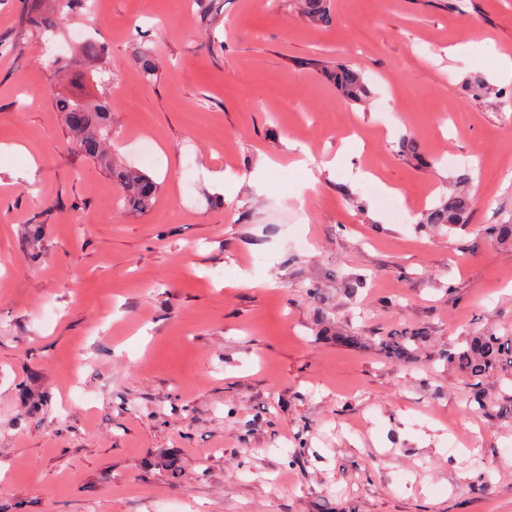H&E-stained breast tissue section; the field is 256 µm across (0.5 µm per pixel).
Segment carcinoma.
Returning <instances> with one entry per match:
<instances>
[{
    "mask_svg": "<svg viewBox=\"0 0 512 512\" xmlns=\"http://www.w3.org/2000/svg\"><path fill=\"white\" fill-rule=\"evenodd\" d=\"M25 22L43 32L59 28L70 13L88 9V0H53L47 7L44 0H24ZM303 17L311 24L328 27L333 23L330 0H299ZM137 60L143 77L152 79L157 70L153 52L142 48ZM328 76L342 96L355 103L368 96V88L360 73L351 66L338 63L328 70ZM58 111L64 114L66 128L70 134L74 152L84 158L102 162L115 182L119 196L117 205L133 212H141L153 204L159 192V185L145 173L123 166L106 156L104 146L109 140L112 124L111 112L103 100H78L62 97L56 100ZM471 198L463 191L448 197V201L424 215L422 223L446 226L453 229L466 224L471 212ZM424 337L417 332L405 336H388L379 340L380 350L389 358L411 363L417 356ZM448 364L455 366L465 377L469 395L466 399L467 412H498L502 417L512 418V392H500L497 401L486 398L483 380L492 372L502 374V379L512 382V328L503 333H482L470 336L457 348L443 355Z\"/></svg>",
    "mask_w": 512,
    "mask_h": 512,
    "instance_id": "carcinoma-1",
    "label": "carcinoma"
}]
</instances>
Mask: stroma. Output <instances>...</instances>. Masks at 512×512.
Masks as SVG:
<instances>
[{
  "instance_id": "35a3bbf8",
  "label": "stroma",
  "mask_w": 512,
  "mask_h": 512,
  "mask_svg": "<svg viewBox=\"0 0 512 512\" xmlns=\"http://www.w3.org/2000/svg\"><path fill=\"white\" fill-rule=\"evenodd\" d=\"M466 3L333 0L314 27L295 0H101L49 40L0 0V512H512V422L465 412L443 358L512 325V245L484 233L512 224V0ZM339 61L362 103L325 78ZM63 96L110 101L147 211L68 147ZM462 173L466 227L420 229ZM407 331L417 359L385 357ZM328 76L345 99L359 103L368 96L362 76L350 65L338 63L328 70ZM425 336L412 332L405 336H388L380 338V350L390 359L402 363H411L417 356L419 345L424 342Z\"/></svg>"
}]
</instances>
